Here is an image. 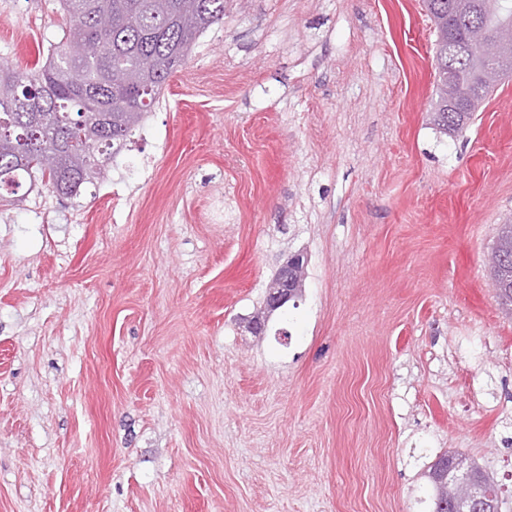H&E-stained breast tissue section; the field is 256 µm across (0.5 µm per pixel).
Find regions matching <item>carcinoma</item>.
<instances>
[{"label": "carcinoma", "instance_id": "cac0c4a2", "mask_svg": "<svg viewBox=\"0 0 512 512\" xmlns=\"http://www.w3.org/2000/svg\"><path fill=\"white\" fill-rule=\"evenodd\" d=\"M423 0L437 33L436 99L431 122L445 134L461 130L473 112L512 73L481 68L473 29L512 34V0ZM226 0H59L69 19L62 38L38 69L20 73L0 63V191L15 193L24 182L73 197L103 178L102 149L119 152L160 102V94L186 60L195 40L224 22ZM95 42V55L85 52ZM59 147L56 167L37 163L46 147ZM491 267L502 309L512 315V223L499 226ZM468 473L478 483L482 512H500L499 488L475 461L445 452L426 478L433 488L429 512H475L476 502L448 483Z\"/></svg>", "mask_w": 512, "mask_h": 512}]
</instances>
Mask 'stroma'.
<instances>
[{
  "mask_svg": "<svg viewBox=\"0 0 512 512\" xmlns=\"http://www.w3.org/2000/svg\"><path fill=\"white\" fill-rule=\"evenodd\" d=\"M64 27L0 0V62ZM435 43L422 0H228L103 183L0 206V512H419L447 451L512 512V78L442 133ZM492 251L493 258L497 254L503 258L499 265L492 263L491 267L497 297L502 309L512 315V223L500 224ZM303 260L300 255L291 257L276 273L266 296V306L274 311L299 295Z\"/></svg>",
  "mask_w": 512,
  "mask_h": 512,
  "instance_id": "35a3bbf8",
  "label": "stroma"
}]
</instances>
